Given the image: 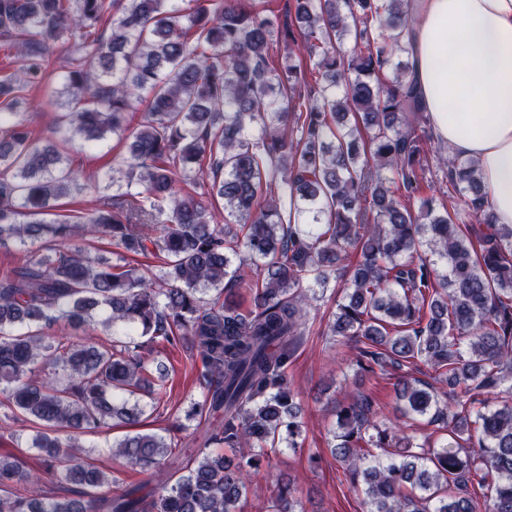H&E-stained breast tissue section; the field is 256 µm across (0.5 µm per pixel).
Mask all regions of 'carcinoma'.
I'll list each match as a JSON object with an SVG mask.
<instances>
[{
  "label": "carcinoma",
  "instance_id": "cac0c4a2",
  "mask_svg": "<svg viewBox=\"0 0 512 512\" xmlns=\"http://www.w3.org/2000/svg\"><path fill=\"white\" fill-rule=\"evenodd\" d=\"M251 2L0 0V40L19 59L0 77V243L26 247L0 280V395L36 425L45 463L41 476L0 454V512H239L268 451L299 447L288 363L306 332L303 283L323 288L331 273L340 296L324 335L354 344L359 373L418 361L437 373L436 387L395 385L405 411L443 433L435 441L402 435L364 392L336 405L331 454L365 512H512V225L497 223L476 163L457 155L440 160L444 212L411 206L428 124L403 41L411 0H290L286 22ZM63 38L60 141L92 149L129 128L141 95L149 108L110 182L126 191L50 224L82 172L34 139L27 91ZM204 177L238 230L178 188ZM461 207L480 227L454 221ZM84 236L110 238L116 260L70 248ZM131 254L164 257L159 280L126 264ZM251 265L263 279L248 300ZM59 321L86 337L45 332ZM94 325L112 340L93 341ZM184 340L201 363L193 410L222 421L175 481L126 485L77 436L138 420L144 398L156 405L164 385L143 352ZM112 448L152 468L169 445L135 432ZM45 475L73 496L11 490ZM269 512H304L293 481Z\"/></svg>",
  "mask_w": 512,
  "mask_h": 512
}]
</instances>
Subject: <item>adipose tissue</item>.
Returning <instances> with one entry per match:
<instances>
[{
  "label": "adipose tissue",
  "instance_id": "ef3b65f1",
  "mask_svg": "<svg viewBox=\"0 0 512 512\" xmlns=\"http://www.w3.org/2000/svg\"><path fill=\"white\" fill-rule=\"evenodd\" d=\"M413 76L438 139L512 225V0H413Z\"/></svg>",
  "mask_w": 512,
  "mask_h": 512
}]
</instances>
